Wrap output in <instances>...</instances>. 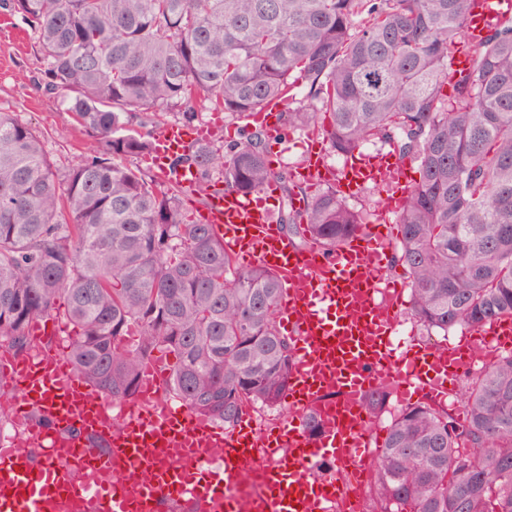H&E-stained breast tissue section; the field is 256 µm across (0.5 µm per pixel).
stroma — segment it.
<instances>
[{
	"label": "stroma",
	"mask_w": 512,
	"mask_h": 512,
	"mask_svg": "<svg viewBox=\"0 0 512 512\" xmlns=\"http://www.w3.org/2000/svg\"><path fill=\"white\" fill-rule=\"evenodd\" d=\"M45 63L36 35L20 17L0 15V110L15 116L39 131L46 149L58 168L64 169L86 155L90 138L73 121L60 92L45 90ZM288 139L268 137L266 147L272 168L291 177L302 163L305 128L292 127ZM466 335L458 327L448 333L428 331L410 314L409 305H402L398 341L424 346L455 343Z\"/></svg>",
	"instance_id": "stroma-1"
}]
</instances>
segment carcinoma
Segmentation results:
<instances>
[{"mask_svg": "<svg viewBox=\"0 0 512 512\" xmlns=\"http://www.w3.org/2000/svg\"><path fill=\"white\" fill-rule=\"evenodd\" d=\"M475 0H0L40 44L45 86L98 149L62 171L43 139L0 112V348L26 354L35 319L73 329L65 353L95 396L132 402L154 352L176 358L164 391L202 421L235 426L274 407L288 386L292 341L276 314L278 278L233 265L209 224L183 212L128 158L153 150L133 118L193 103L248 118L295 95L317 113L336 153L371 139L418 162L398 212L395 262L407 271L414 318L428 330L479 327L512 315V18L491 24L472 67L448 56ZM268 131L245 125L171 161L199 169L198 192L220 179L255 193L280 183L279 224L331 250L361 225L334 185L314 195L305 223L294 188L267 158ZM137 331L139 340L118 346ZM390 381L369 396L384 408ZM465 423L421 402L402 410L377 451L378 512H512V355L469 388Z\"/></svg>", "mask_w": 512, "mask_h": 512, "instance_id": "obj_1", "label": "carcinoma"}]
</instances>
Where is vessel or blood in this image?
Returning a JSON list of instances; mask_svg holds the SVG:
<instances>
[{"mask_svg": "<svg viewBox=\"0 0 512 512\" xmlns=\"http://www.w3.org/2000/svg\"><path fill=\"white\" fill-rule=\"evenodd\" d=\"M511 13L512 0H478L467 43L478 45L492 18ZM218 128L211 121L161 128L146 158L158 180L194 190L198 170L171 172L170 160L206 144ZM297 174L338 183L349 196L370 183H391L385 210L393 214L409 191L403 163L383 150L338 170L312 149ZM267 196L213 185L199 221L213 225L233 261L264 266L281 282L279 324L293 343L285 416L265 431L247 414L230 430L208 425L163 399L160 356L143 365L129 405L90 397L62 349L1 351L0 376L10 384L5 397L25 440L0 445V512H52L61 500L90 504L93 512H209L216 502L223 512H239V491L251 485V512H336L351 492L345 473L359 468L372 445L366 398L380 381L391 380L410 400L438 399L469 362L474 343L512 348L506 315L473 328L462 344L396 352L399 307L388 298L399 290L387 275L392 225H367L331 251L300 249L281 232ZM68 331L54 318L29 326L37 341ZM187 459L193 467H184Z\"/></svg>", "mask_w": 512, "mask_h": 512, "instance_id": "b4317fda", "label": "vessel or blood"}]
</instances>
